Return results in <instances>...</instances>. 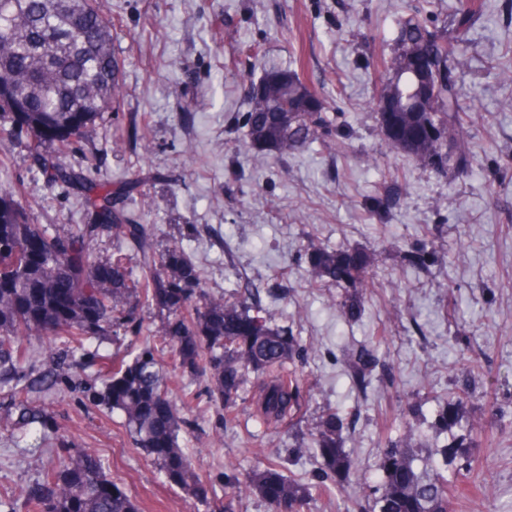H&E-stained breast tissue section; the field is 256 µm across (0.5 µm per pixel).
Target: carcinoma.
Instances as JSON below:
<instances>
[{"label": "carcinoma", "instance_id": "obj_1", "mask_svg": "<svg viewBox=\"0 0 512 512\" xmlns=\"http://www.w3.org/2000/svg\"><path fill=\"white\" fill-rule=\"evenodd\" d=\"M476 15L472 0H459L450 30H432L416 17L401 20L395 50L380 62L377 96L393 87L411 89L413 51L427 55L439 91L423 104V111L397 113L391 131L383 133L385 152L441 173L469 165V115L454 71L460 64L458 48L467 42ZM113 27L97 0H0V112L7 113L10 122L5 134L23 143L47 182L81 191L90 214L89 223L77 224L60 236L34 221L15 188L0 184V377L12 380L22 371L29 337L65 339L71 352H82L80 371L101 366L102 389L95 399L124 416L134 443L148 452L169 482L201 500L208 497L209 489L179 447L181 421L153 352L145 349L129 362L116 363L87 345L107 338L116 328L138 332L134 307L119 302L134 295L158 311L157 333L173 347L181 366L210 374L212 401L234 405L251 372L260 380L256 404L272 423L287 419L299 406L298 379L284 377V371L301 345L288 330L276 326L266 310L248 303V297L230 302L206 295L179 245L154 248L145 225L115 203L139 190V180L115 186L91 181L83 170L64 167L45 152L46 138L63 147L72 145L124 97L112 53ZM307 88L301 79L277 90L273 101L292 106L295 96ZM248 100L243 148L257 161L279 163L308 144L326 141L331 127L326 113L300 112L280 126L270 113L257 111L260 100L253 83ZM105 233L140 248L148 268L141 280L130 281L119 259L108 262L107 278H97L100 262L93 258L92 243ZM436 253L435 244L425 243L405 257L422 269ZM307 259L311 281L353 291L342 308L351 315L358 312L364 292L371 287L374 254L362 247L328 249L311 244ZM90 309L96 312L92 325L86 321ZM35 390L44 388H15L0 399L18 431L43 429L50 419L48 409L28 396ZM468 398L467 387L461 385L438 413L442 428L464 431L443 449L447 458L464 454L467 441L484 430L480 422L462 423ZM314 443L326 474L343 484L359 481L345 448L343 421L335 410L321 417ZM62 447L68 452L66 464L43 470L41 478L25 489L24 512H139L136 501L107 477L99 456L72 442ZM422 447L410 437L384 448L375 512H448L456 474L429 460L415 466ZM232 490L256 493L277 507L284 503L288 512H303L308 497V488L285 479L274 463L234 482Z\"/></svg>", "mask_w": 512, "mask_h": 512}]
</instances>
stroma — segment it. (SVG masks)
<instances>
[{"instance_id":"1","label":"stroma","mask_w":512,"mask_h":512,"mask_svg":"<svg viewBox=\"0 0 512 512\" xmlns=\"http://www.w3.org/2000/svg\"><path fill=\"white\" fill-rule=\"evenodd\" d=\"M457 72L470 119L471 162L442 174L381 155L373 103L378 61L397 37L399 16L440 28L457 0H99L114 24L112 51L125 97L72 148L51 144L60 163L111 182L139 177L151 198L126 207L157 248L176 243L213 297L251 299L303 352L291 364L302 409L295 426L262 424L251 392L234 408L211 402L207 377L183 370L155 337L154 308H136L139 334L100 351L132 359L154 348L183 421L181 448L213 488L194 500L136 448L119 413L91 393L60 384L51 426L18 437L0 418V488L21 501L46 461L62 464V440L96 453L140 512H275L268 501L235 499L229 485L276 463L311 492L306 512H362L380 483L388 440L430 445L435 465L472 463L453 512H512V0H477ZM254 44L258 58L239 53ZM298 70L333 121L335 147L316 142L287 162L263 166L235 145L245 130L247 81L263 67ZM152 145L144 153L135 135ZM400 175L389 209L370 205L389 172ZM0 181L21 187L31 215L58 233L87 220L75 190L47 184L24 148L0 138ZM447 253L429 270L402 259L421 240ZM370 249L373 282L358 315L342 293L310 281L309 244ZM373 361L361 388L354 363ZM474 395L466 420L488 423L469 459L444 462L451 432L437 410L460 381ZM339 411L346 448L364 482L345 488L324 473L312 435L323 409Z\"/></svg>"}]
</instances>
